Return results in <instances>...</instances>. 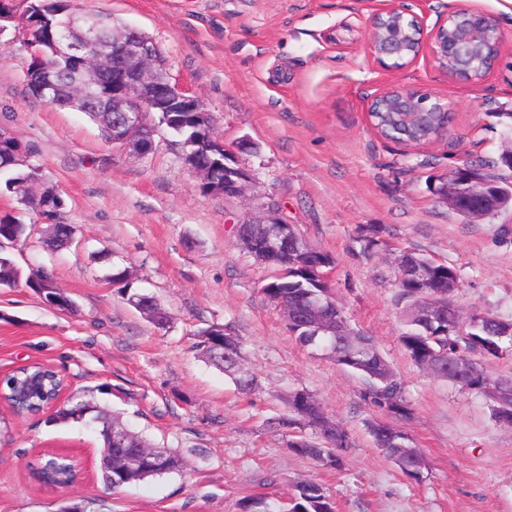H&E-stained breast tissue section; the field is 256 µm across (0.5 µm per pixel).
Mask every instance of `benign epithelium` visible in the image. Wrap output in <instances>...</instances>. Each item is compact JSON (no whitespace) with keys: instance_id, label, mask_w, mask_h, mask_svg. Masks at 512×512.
Segmentation results:
<instances>
[{"instance_id":"benign-epithelium-1","label":"benign epithelium","mask_w":512,"mask_h":512,"mask_svg":"<svg viewBox=\"0 0 512 512\" xmlns=\"http://www.w3.org/2000/svg\"><path fill=\"white\" fill-rule=\"evenodd\" d=\"M427 12L407 14L394 8H377L371 18L367 46L369 54L386 69H403L420 57H428L438 69L452 77L461 76L466 59L460 48L474 49L483 45L496 30L499 49H504L508 38L501 28L474 6L448 5L445 13L431 27L427 26ZM460 22L453 39H448V22ZM29 62L43 70L48 67V57L35 41L24 43ZM55 55L79 63L78 83L62 87L46 80L38 87V94L54 106L80 112L95 107L94 100L102 98L101 78L112 77V111L118 113L112 122V143L146 156L156 149L155 135L158 125L150 116L154 112H201L203 108L188 92L173 85L157 67L155 44L138 30L112 32V42L106 44L90 31L80 27L73 34L64 36L55 44ZM387 100V112L393 120L419 137L430 142L448 136V121L439 126L430 122L427 112L448 114V105L433 101L420 90L388 87L367 101L368 114L376 112L377 101ZM249 149L245 141L237 150L224 147L220 138L213 142V152L224 157V182L212 194L226 198L245 195L251 174L238 161L237 153ZM456 175L445 178V187L438 201L454 207L459 205L456 196ZM239 235L246 249L259 251L265 257L277 256L293 233V225L281 215L275 199L269 197L256 207L255 212L241 221ZM307 326L315 332L335 336L339 333L335 318L329 309L314 304L308 309Z\"/></svg>"}]
</instances>
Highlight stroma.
I'll list each match as a JSON object with an SVG mask.
<instances>
[{"label": "stroma", "mask_w": 512, "mask_h": 512, "mask_svg": "<svg viewBox=\"0 0 512 512\" xmlns=\"http://www.w3.org/2000/svg\"><path fill=\"white\" fill-rule=\"evenodd\" d=\"M156 44L170 81L210 113L227 148L254 176L246 197H208L185 169L166 130L142 158L108 144L85 113L33 97L20 21L0 30V132L22 142L29 163L61 191L72 246L43 248V223L15 196L0 215L31 224L22 244H4L22 272L46 269L75 302L61 312L25 286H0V377L32 363L58 371L71 390L105 383L100 396L132 431L181 455L180 470L104 490L100 437L88 422L24 418L0 401V512H247L252 499L287 503L297 482L320 483L336 512H512V428L479 393L428 375L398 336L405 303L397 255L410 250L457 269V305L512 319V213L466 223L429 192L428 175L474 158L495 160L512 112V44L494 73L474 86L425 58L381 68L366 50L370 0H77ZM389 85L448 103V137L423 144L373 129L367 99ZM274 198L283 217L331 253L328 277L353 326L376 340L413 410L403 428L422 449L420 479L377 448L368 424L378 412L364 381L325 353L301 346L263 294L270 269L235 236L253 205ZM379 231L365 250L363 230ZM128 266L126 290L114 269ZM152 295L169 321L159 327L127 300ZM212 324L241 341L258 379L248 397L205 362L193 334ZM314 394L346 430L344 466L329 470L296 455L272 420L294 391ZM71 457L75 484L47 487L34 476L44 454Z\"/></svg>", "instance_id": "1"}]
</instances>
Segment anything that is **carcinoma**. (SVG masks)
Instances as JSON below:
<instances>
[{
	"mask_svg": "<svg viewBox=\"0 0 512 512\" xmlns=\"http://www.w3.org/2000/svg\"><path fill=\"white\" fill-rule=\"evenodd\" d=\"M25 13L33 35L44 43V49L48 53L51 52L52 41L70 32L69 0H27ZM165 122L166 126L171 128L175 143L185 145L187 151L194 153L199 164L209 169L212 180L223 181L222 158L209 150V136L212 134L210 114L201 112L193 119L182 122H173L167 117ZM17 145L18 141L10 136L0 142V176L4 177V181L0 183V193L26 195L28 203L25 204V209L28 211L35 212L40 209L44 213L52 210L63 212L65 202L61 196L48 199L40 189L41 174L36 166L29 164L26 168L20 169L6 163L4 154ZM466 164L470 165L474 175L488 180L489 197L492 199H495L498 189L505 187V175L494 172V169L512 171V160L502 155L490 164L481 160H468ZM30 234V225L18 221L9 214L0 216V243H17L28 238ZM292 252L294 243L290 241L280 257L267 263V266L273 269V275L262 288L266 297L280 307L289 305L300 311L311 300L320 299L334 312L343 314L329 282L322 278V273L326 272V269H297L288 263V254ZM411 259L430 268V279L422 288L414 287L401 277L397 280L399 296L406 302L404 328L399 334V340L405 353L416 366L419 367L427 359L432 358L435 361L433 376L448 382V367L453 363L463 359L497 357L503 351L504 343L512 345V327L492 314H467L458 309L456 313L448 316V328L444 330L430 329L414 320V308L429 302H438L445 297L453 299L459 285V275L456 269L425 256L413 254ZM22 279L25 280L26 287L38 294L41 299L46 300L51 296L57 303V309L71 310L74 301L57 288L51 274L41 269L24 278L20 268L9 256L0 255V285L13 287ZM289 331L301 345L322 350L328 358L336 362V365L366 380L367 389L363 393V398L381 413V417L370 421L369 433L376 447L380 448L400 470L405 471L406 458L411 452L420 455L422 451L416 447L407 450L391 447L388 430L411 420L413 412L406 399L400 377L388 366V361L379 351L374 339L358 328L355 329L353 336H317L310 328L299 325L290 327ZM196 337V348L211 364L230 375L241 393L250 394L255 390V377L241 362V346L237 337L223 330V326L219 324L199 330ZM355 340L369 344L374 357L373 365L360 367L342 359V356L350 351L351 343ZM33 379L38 380V391L24 399L14 401V412L19 416H33L40 412L41 405L46 403L62 384L58 372L44 366H34L10 374L4 381V392L13 394ZM510 382L512 376L494 377L482 368L468 381L459 384V387L488 398L489 389ZM96 391L101 394L108 393L107 385L102 384L94 390L74 392L67 401L64 413L75 422L83 420L87 411L95 413L94 419L99 424V435L105 441L110 431L118 432L125 428V425L109 407L94 402ZM306 397L305 402L299 401L297 397L288 399L287 413L272 422V428L288 436L287 447L295 454L309 458L320 466L340 470L344 466L341 451L348 447V435L344 431L338 434L328 431L323 422L330 420V417L311 394H306ZM491 407L492 415L497 422L512 427V400L501 402L493 399ZM308 428L312 430L310 436L305 434ZM134 446L151 448L153 444L139 433L135 434L132 441L112 442V472L101 474L106 488L117 490L137 485L182 468L181 456L166 449L163 468H158L154 460L147 459L140 468L127 470L118 463V459L128 451V448ZM35 473L41 483L60 488L70 486L76 480L72 464L62 456L49 457L35 469ZM287 512H335V505L322 485L301 481L294 486V492L287 504Z\"/></svg>",
	"mask_w": 512,
	"mask_h": 512,
	"instance_id": "cac0c4a2",
	"label": "carcinoma"
}]
</instances>
